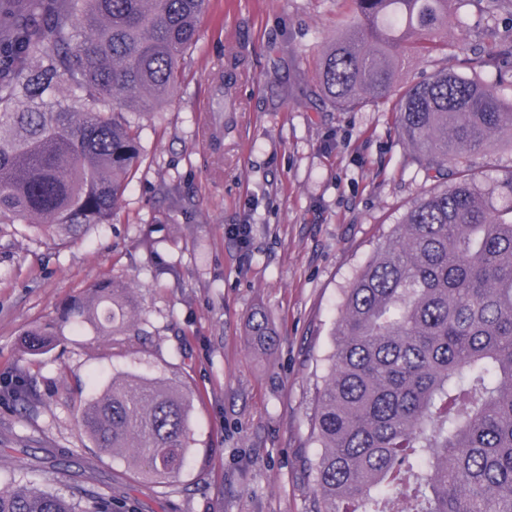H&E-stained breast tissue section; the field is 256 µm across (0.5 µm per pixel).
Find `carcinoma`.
Segmentation results:
<instances>
[{"label":"carcinoma","instance_id":"cac0c4a2","mask_svg":"<svg viewBox=\"0 0 512 512\" xmlns=\"http://www.w3.org/2000/svg\"><path fill=\"white\" fill-rule=\"evenodd\" d=\"M206 2L0 0V226L63 243L112 223L142 158L133 115L173 96ZM350 2L345 31L322 50L318 88L339 110L392 103L399 135L442 188L407 209L343 290L311 419L321 448L309 465L313 512H512V170L471 173L473 152L512 133V99L487 82L493 69L512 83V43L464 74L407 83L408 53L435 48L471 0ZM83 100L112 109L87 112ZM134 312L129 288L106 280L62 318L120 347ZM249 327L271 340L263 315ZM57 335L36 330L24 343L45 352ZM73 401L93 447L179 477L189 389L126 374ZM37 403L26 373L0 388V406ZM0 512H113L112 496L81 481L66 496L13 478Z\"/></svg>","mask_w":512,"mask_h":512}]
</instances>
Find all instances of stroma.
Returning <instances> with one entry per match:
<instances>
[{
  "mask_svg": "<svg viewBox=\"0 0 512 512\" xmlns=\"http://www.w3.org/2000/svg\"><path fill=\"white\" fill-rule=\"evenodd\" d=\"M346 8L209 0L177 91L142 120V164L112 223L62 245L0 228V376L25 369L40 395L32 408L0 407V484L64 491L51 466L62 453L111 487L121 512H311L309 420L342 290L429 189L387 105L339 112L317 93V60ZM464 13L447 50L406 60L405 80L465 72L512 26V0L488 20L471 5ZM234 59L228 112L216 86ZM155 260L176 266L180 283L154 276ZM108 279L130 286L147 319L115 349L91 326L61 322L64 302ZM256 311L274 331L263 349L248 334ZM51 325L54 349L23 347L25 332ZM126 372L194 395L177 481L134 475L78 426L76 382L101 387Z\"/></svg>",
  "mask_w": 512,
  "mask_h": 512,
  "instance_id": "1",
  "label": "stroma"
}]
</instances>
